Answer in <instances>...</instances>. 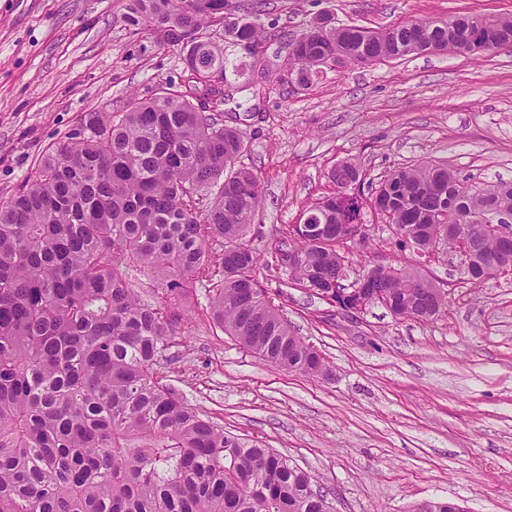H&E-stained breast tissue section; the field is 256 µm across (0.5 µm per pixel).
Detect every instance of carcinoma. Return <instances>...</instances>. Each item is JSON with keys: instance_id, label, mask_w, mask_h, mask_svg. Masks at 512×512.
I'll return each mask as SVG.
<instances>
[{"instance_id": "carcinoma-1", "label": "carcinoma", "mask_w": 512, "mask_h": 512, "mask_svg": "<svg viewBox=\"0 0 512 512\" xmlns=\"http://www.w3.org/2000/svg\"><path fill=\"white\" fill-rule=\"evenodd\" d=\"M132 0L130 22L185 53L189 75L124 112H90L40 160L28 188L0 205V512H334L318 482L258 440L224 431L163 382L166 352L186 334L190 294H208L214 326L285 370L326 375L324 358L255 277L247 235L261 183L239 165V131L224 125L219 24L251 70L267 45L286 54L276 82L295 91L326 69L424 52L512 48V16L410 20L380 30L319 17L289 36L265 23L261 0ZM301 53L291 58L293 43ZM218 73L222 83L207 82ZM205 99L213 111L200 112ZM336 191L310 207L325 235L288 237L276 265L291 285L381 298L399 320L440 315L441 285L411 263L379 267L346 285L348 242L371 211L404 231L396 246L419 256L492 212L512 225V179L481 182L441 161L394 170L364 193L366 174L345 161ZM347 185L355 192L340 194ZM473 253L512 259V240L472 235Z\"/></svg>"}]
</instances>
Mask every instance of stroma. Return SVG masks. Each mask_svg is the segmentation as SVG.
I'll return each instance as SVG.
<instances>
[{"mask_svg":"<svg viewBox=\"0 0 512 512\" xmlns=\"http://www.w3.org/2000/svg\"><path fill=\"white\" fill-rule=\"evenodd\" d=\"M131 0H0V204L27 185L47 149L91 112H122L187 75L180 47L128 22ZM327 14L377 29L411 19L512 14V0H267L289 34ZM223 46L233 73L224 122L242 131L241 158L262 183L248 236L256 278L327 376L260 360L214 327L205 291L187 341L171 348L167 383L224 430L262 441L310 471L336 512H409L452 499L469 512H512V277L476 285L459 258L422 263L448 291L431 321L370 307L353 321L288 283L271 253L288 225L333 190L330 172L358 164L372 184L420 161L447 162L483 182L512 179V53H424L348 66L291 93L248 88L251 58ZM351 276L377 263L417 262L381 224L348 246Z\"/></svg>","mask_w":512,"mask_h":512,"instance_id":"1","label":"stroma"}]
</instances>
